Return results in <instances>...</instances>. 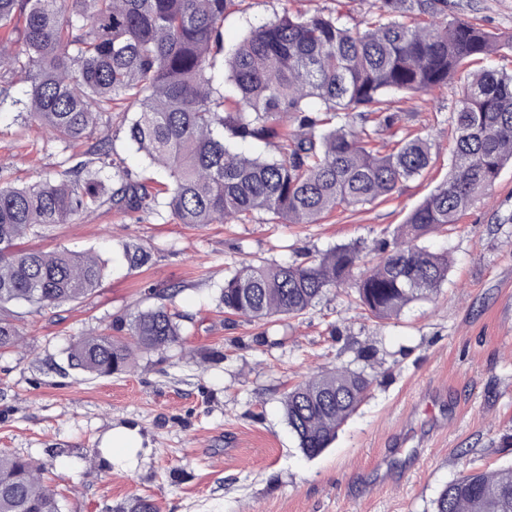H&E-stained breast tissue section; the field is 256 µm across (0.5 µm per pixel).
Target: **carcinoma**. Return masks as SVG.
Returning <instances> with one entry per match:
<instances>
[{"label":"carcinoma","instance_id":"1","mask_svg":"<svg viewBox=\"0 0 512 512\" xmlns=\"http://www.w3.org/2000/svg\"><path fill=\"white\" fill-rule=\"evenodd\" d=\"M236 0H0V105L22 106L68 153L70 166L26 185L0 174V351L20 331L9 306L58 308L90 295L105 276L98 254L24 247L56 224L104 207L199 228L263 214L274 224H317L336 211L383 201L430 166L429 135L381 141L399 114L390 96L448 87L465 74L452 117L451 167L363 269L359 245L293 263L249 262L224 278L218 307L259 322L306 314L336 288H353L378 320L430 300L448 280L446 253L419 245L458 224L512 162V70L495 63L512 39L462 18L448 0H373L364 29L331 13L284 14L224 47V14ZM488 64L466 71L474 59ZM30 83L12 96L14 79ZM134 116L127 117L130 109ZM117 118L136 152L164 173L131 178L102 137ZM273 143L272 157L238 145ZM131 269L149 264L139 243ZM107 332L81 335L69 366L94 377L132 368L138 354L183 345L180 314L164 301ZM375 378L349 367L290 386L283 409L298 448L320 455L368 398ZM0 512H62L31 459L0 455ZM116 512H158L137 495ZM433 512H512V467L448 484Z\"/></svg>","mask_w":512,"mask_h":512}]
</instances>
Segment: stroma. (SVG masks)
I'll return each mask as SVG.
<instances>
[{"label": "stroma", "mask_w": 512, "mask_h": 512, "mask_svg": "<svg viewBox=\"0 0 512 512\" xmlns=\"http://www.w3.org/2000/svg\"><path fill=\"white\" fill-rule=\"evenodd\" d=\"M370 0H245L224 18V43L251 26L296 12H333L364 26ZM449 17L475 18L512 38V0H448ZM461 80L400 94L396 137L432 133L433 162L387 200L318 224H242L198 229L101 210L45 230L33 245L95 251L108 272L93 294L56 309L14 305L24 331L0 352V454L43 465L62 512H115L134 495L160 512H432L450 482L512 466V165L447 234L422 246L452 264L435 299L384 322L348 291L298 319L230 323L217 308L224 272L243 260L295 261L307 253L392 239L407 215L448 175V126ZM17 108L0 112V172L26 184L60 172L47 133L21 130ZM127 242L145 244L149 266L128 269ZM183 315L186 357L141 355L130 372L92 378L66 350L82 333L157 304L170 286ZM366 369L379 382L317 457L298 448L282 396L306 375ZM139 428L146 452L121 469L100 451L112 428Z\"/></svg>", "instance_id": "35a3bbf8"}]
</instances>
